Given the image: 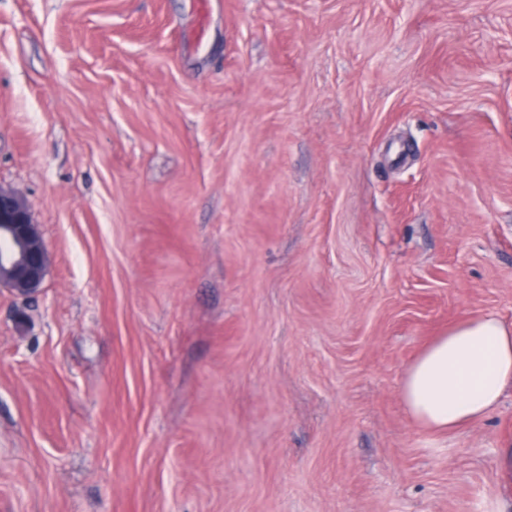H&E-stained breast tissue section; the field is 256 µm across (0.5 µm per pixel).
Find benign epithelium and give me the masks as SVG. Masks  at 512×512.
Here are the masks:
<instances>
[{"mask_svg": "<svg viewBox=\"0 0 512 512\" xmlns=\"http://www.w3.org/2000/svg\"><path fill=\"white\" fill-rule=\"evenodd\" d=\"M46 268V248L28 206L0 190V286L29 295L41 287Z\"/></svg>", "mask_w": 512, "mask_h": 512, "instance_id": "1", "label": "benign epithelium"}]
</instances>
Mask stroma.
<instances>
[{
    "instance_id": "obj_1",
    "label": "stroma",
    "mask_w": 512,
    "mask_h": 512,
    "mask_svg": "<svg viewBox=\"0 0 512 512\" xmlns=\"http://www.w3.org/2000/svg\"><path fill=\"white\" fill-rule=\"evenodd\" d=\"M1 188L0 512H512L400 396L512 323V0H0ZM46 268V248L28 206L0 190V286L29 295L41 287Z\"/></svg>"
}]
</instances>
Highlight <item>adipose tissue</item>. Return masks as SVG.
<instances>
[{
    "label": "adipose tissue",
    "mask_w": 512,
    "mask_h": 512,
    "mask_svg": "<svg viewBox=\"0 0 512 512\" xmlns=\"http://www.w3.org/2000/svg\"><path fill=\"white\" fill-rule=\"evenodd\" d=\"M512 386V324L494 315L462 321L406 369L401 398L421 426L448 432L488 415Z\"/></svg>",
    "instance_id": "obj_1"
}]
</instances>
